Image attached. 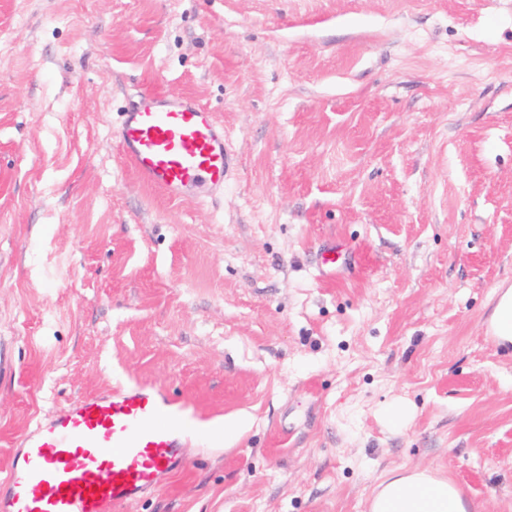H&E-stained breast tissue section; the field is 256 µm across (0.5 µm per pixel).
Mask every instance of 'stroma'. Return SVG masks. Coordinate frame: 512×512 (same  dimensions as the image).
Instances as JSON below:
<instances>
[{
    "mask_svg": "<svg viewBox=\"0 0 512 512\" xmlns=\"http://www.w3.org/2000/svg\"><path fill=\"white\" fill-rule=\"evenodd\" d=\"M146 89L223 123L222 194L122 160ZM510 287L512 0H0V473L139 385L193 430L124 512H367L396 468L512 512Z\"/></svg>",
    "mask_w": 512,
    "mask_h": 512,
    "instance_id": "35a3bbf8",
    "label": "stroma"
}]
</instances>
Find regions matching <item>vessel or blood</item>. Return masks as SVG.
<instances>
[{"label":"vessel or blood","mask_w":512,"mask_h":512,"mask_svg":"<svg viewBox=\"0 0 512 512\" xmlns=\"http://www.w3.org/2000/svg\"><path fill=\"white\" fill-rule=\"evenodd\" d=\"M115 139L138 178L171 198L223 189L235 162L213 112L153 91L124 113ZM187 433L182 409L155 388L69 404L12 459L0 512H118L181 465Z\"/></svg>","instance_id":"vessel-or-blood-1"}]
</instances>
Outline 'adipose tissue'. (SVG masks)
<instances>
[{"instance_id": "ef3b65f1", "label": "adipose tissue", "mask_w": 512, "mask_h": 512, "mask_svg": "<svg viewBox=\"0 0 512 512\" xmlns=\"http://www.w3.org/2000/svg\"><path fill=\"white\" fill-rule=\"evenodd\" d=\"M459 490L426 470H394L381 480L369 512H467Z\"/></svg>"}]
</instances>
